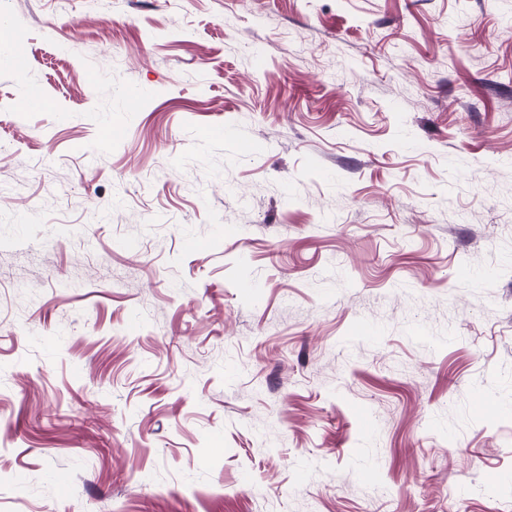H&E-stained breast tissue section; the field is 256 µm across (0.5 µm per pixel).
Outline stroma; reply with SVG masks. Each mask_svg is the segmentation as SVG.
<instances>
[{"label":"stroma","mask_w":512,"mask_h":512,"mask_svg":"<svg viewBox=\"0 0 512 512\" xmlns=\"http://www.w3.org/2000/svg\"><path fill=\"white\" fill-rule=\"evenodd\" d=\"M17 42L0 512H512V0H0Z\"/></svg>","instance_id":"35a3bbf8"}]
</instances>
